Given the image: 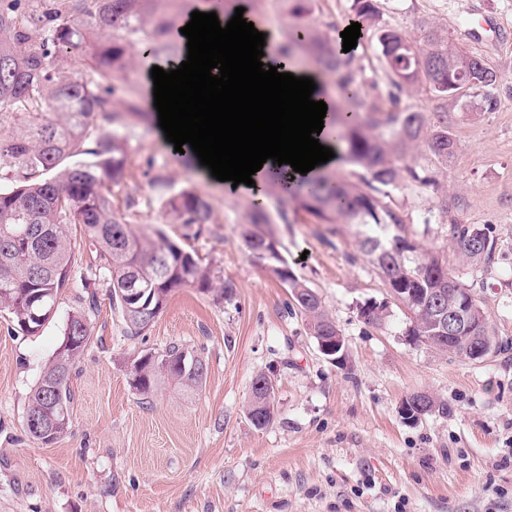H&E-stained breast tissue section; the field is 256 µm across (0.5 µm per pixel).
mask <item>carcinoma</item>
<instances>
[{"label":"carcinoma","mask_w":512,"mask_h":512,"mask_svg":"<svg viewBox=\"0 0 512 512\" xmlns=\"http://www.w3.org/2000/svg\"><path fill=\"white\" fill-rule=\"evenodd\" d=\"M145 0H52L43 14L22 18L21 0L0 7V308L9 312L17 328L35 335L51 321L37 320L55 305L69 286L72 239L70 227L80 225L95 247L102 279L110 288L112 304L122 316L131 337L141 335L162 311L171 293L183 286L202 291L217 289L233 294V284L203 265L180 243L159 236L154 242L136 234L112 209L111 186L124 181L126 155L115 135L97 131L96 120L112 122L111 102L95 91L92 82L66 70L60 58L90 42L105 29H131ZM358 22L374 31L384 58L391 109L384 112L363 91L357 71L348 59L308 33L294 35V43L311 51L316 64L336 75L346 107L332 113V138L344 147L346 161L355 167L348 175L314 177L290 186L277 174L269 181L291 197L298 208L317 224H333L343 217L360 227L359 250L386 283L393 299L410 312L407 335L461 360L469 359L468 332L450 341L438 332L435 322L441 311L459 308L479 323L477 335L493 352L503 343L495 336L489 314L474 292L448 273L437 255L423 253L409 234L404 213L383 200V188L400 176L395 161L410 145L424 144L425 152L440 164L448 163L456 140L448 133V113L438 106L434 119L405 105L400 94L422 84L438 100H448V83L463 79L465 89L483 91L482 103L493 104L491 89L497 74L483 66L476 82L458 68L459 50L448 31L432 26L417 40L397 29L377 23L372 0H353ZM48 25L51 36L35 42L33 30ZM123 65V49L100 45L91 52L87 67L105 81ZM410 181L419 186L435 183L427 164L405 166ZM173 223L190 239L210 221V206L190 190L173 194L165 202ZM268 223L261 204H254L251 226L244 237L251 255L264 262L268 272L288 283L299 312L310 325L312 336L334 346L346 347L342 330L326 312L316 292L299 280L282 256L273 236L258 230ZM457 252L470 262L488 261L496 251L491 228L454 224L451 227ZM137 283L146 289L147 310L129 307L123 288ZM359 315L368 325L385 319L384 309L367 302ZM63 335L80 336L84 343L63 358L53 357L27 397L25 426L30 436L49 445L69 427L34 423L50 404L49 387L57 388V402L71 413L70 380L89 341L85 311L68 315ZM183 349L172 345L156 354L147 353L133 366V386L150 395L173 381L196 391L206 381L202 360L197 366L181 362ZM256 402L274 392L270 378L260 373L252 380ZM402 406L424 417L448 415V401L426 393H414Z\"/></svg>","instance_id":"cac0c4a2"}]
</instances>
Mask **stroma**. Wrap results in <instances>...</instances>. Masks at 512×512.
I'll list each match as a JSON object with an SVG mask.
<instances>
[{"label": "stroma", "mask_w": 512, "mask_h": 512, "mask_svg": "<svg viewBox=\"0 0 512 512\" xmlns=\"http://www.w3.org/2000/svg\"><path fill=\"white\" fill-rule=\"evenodd\" d=\"M222 0H146L133 30L98 34L96 44L124 49L122 70L101 93L114 120L100 129L121 138L127 175L112 188L116 216L138 233L163 231L209 264L235 292L220 299L196 287L175 289L140 336L127 335L106 283L92 292L90 341L71 380L69 432L44 445L29 436L26 398L63 339L69 313L83 307L84 283L98 264L79 238L71 284L36 335L0 312V512H512V42L491 45L478 12L512 29V0H374L382 24L407 37L437 26L480 56L498 76L492 109L479 96L449 99L448 128L457 142L436 182L406 180L387 202L407 217L419 248L441 255L472 288L507 351L464 362L406 334L407 311L394 301L359 251L344 219L317 224L266 187L265 226L293 273L319 295L343 331L345 360L318 349L290 290L252 257L243 232L252 196L227 193L194 171L158 135L142 105V49L162 46L156 62L179 60L181 28L193 11ZM251 16L275 22L279 45L307 27L332 44L355 15L352 0H248ZM358 78L382 76L378 43L363 30L349 52ZM194 190L211 208L192 239L172 223L167 197ZM454 224L489 225L497 239L491 263L472 264L455 250ZM384 304L382 325L363 322L360 304ZM177 344L207 366L202 390L163 385L153 395L132 386L135 360ZM266 374L276 414L264 429L246 415L251 383ZM415 392L446 399L449 413L415 424L398 414Z\"/></svg>", "instance_id": "obj_1"}]
</instances>
